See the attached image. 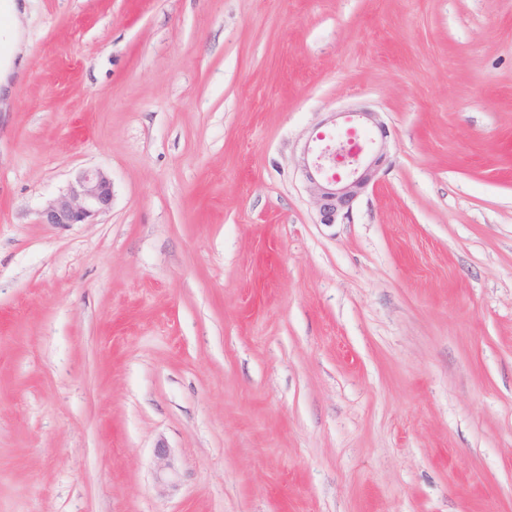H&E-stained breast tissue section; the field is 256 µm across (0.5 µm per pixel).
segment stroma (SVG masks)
<instances>
[{"mask_svg": "<svg viewBox=\"0 0 512 512\" xmlns=\"http://www.w3.org/2000/svg\"><path fill=\"white\" fill-rule=\"evenodd\" d=\"M17 3L0 512H512V0ZM363 107L391 165L317 223ZM338 119L357 121L376 129L378 138H370L355 152L348 154L346 142L320 144L325 136L314 131L308 137L298 161L306 190L316 207V221L320 224H344L350 220L358 198L378 181L379 173L387 161L388 128L379 112L362 108L348 112H331L326 122L336 124ZM343 166L345 174L331 172ZM113 200L112 180L100 169L82 170L66 193L50 202L40 214L43 224H91L90 221L110 210Z\"/></svg>", "mask_w": 512, "mask_h": 512, "instance_id": "1", "label": "stroma"}]
</instances>
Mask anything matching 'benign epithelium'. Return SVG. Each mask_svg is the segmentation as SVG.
I'll use <instances>...</instances> for the list:
<instances>
[{"mask_svg":"<svg viewBox=\"0 0 512 512\" xmlns=\"http://www.w3.org/2000/svg\"><path fill=\"white\" fill-rule=\"evenodd\" d=\"M357 121L378 132L349 153L343 140L325 142V136L311 133L303 147L298 167L306 190L316 207V223L342 224L352 216L358 198L378 181L387 161L388 128L379 113L367 109L331 112L327 121ZM113 200L112 180L100 170H82L66 193L50 202L40 214L43 224H88L110 210Z\"/></svg>","mask_w":512,"mask_h":512,"instance_id":"obj_1","label":"benign epithelium"}]
</instances>
